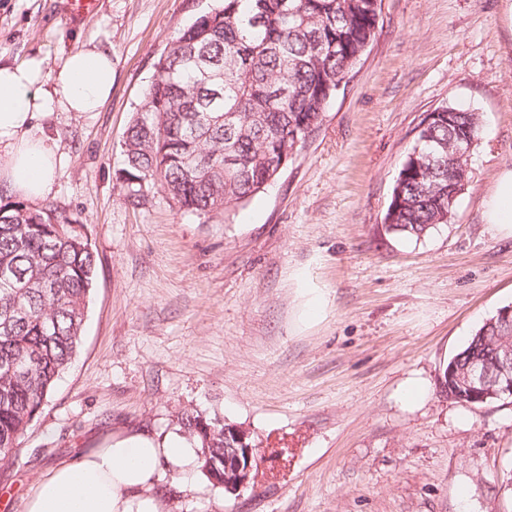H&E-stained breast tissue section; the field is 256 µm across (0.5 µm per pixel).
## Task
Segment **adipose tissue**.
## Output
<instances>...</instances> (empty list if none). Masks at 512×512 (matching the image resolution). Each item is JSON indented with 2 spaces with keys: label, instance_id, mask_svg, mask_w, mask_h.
Masks as SVG:
<instances>
[{
  "label": "adipose tissue",
  "instance_id": "ef3b65f1",
  "mask_svg": "<svg viewBox=\"0 0 512 512\" xmlns=\"http://www.w3.org/2000/svg\"><path fill=\"white\" fill-rule=\"evenodd\" d=\"M111 94L112 54L95 47L69 53L53 72L38 57L0 66V180L26 199L51 194L62 155L35 128L57 112L99 111ZM483 216L512 236V169L498 174ZM164 463L184 484H196L201 458L195 442L180 437L159 447L133 435L55 468L38 483L28 512H161L152 489Z\"/></svg>",
  "mask_w": 512,
  "mask_h": 512
}]
</instances>
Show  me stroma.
<instances>
[{"instance_id":"obj_1","label":"stroma","mask_w":512,"mask_h":512,"mask_svg":"<svg viewBox=\"0 0 512 512\" xmlns=\"http://www.w3.org/2000/svg\"><path fill=\"white\" fill-rule=\"evenodd\" d=\"M214 0H0V65L112 54L100 111L44 127L63 165L36 200L83 225L97 259L81 347L40 416L0 461V512H28L39 481L93 448L179 437L194 409L262 450L254 485L230 496L162 467V512H512V398L439 394L448 360L512 305V237L483 219L512 169V15L506 0H382L348 86L279 178L207 218L159 186L129 197L124 133L170 39ZM481 116L470 181L449 223L421 239L383 216L425 115ZM327 298L300 320L299 288ZM419 383L425 395L403 399Z\"/></svg>"}]
</instances>
